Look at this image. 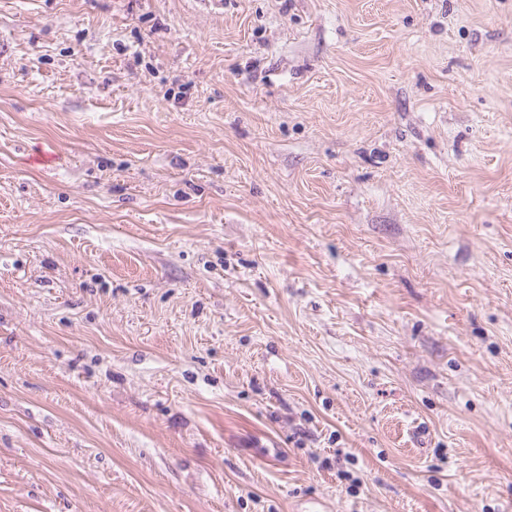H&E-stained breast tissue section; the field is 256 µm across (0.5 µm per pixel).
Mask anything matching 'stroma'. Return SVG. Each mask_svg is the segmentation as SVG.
<instances>
[{
    "instance_id": "stroma-1",
    "label": "stroma",
    "mask_w": 512,
    "mask_h": 512,
    "mask_svg": "<svg viewBox=\"0 0 512 512\" xmlns=\"http://www.w3.org/2000/svg\"><path fill=\"white\" fill-rule=\"evenodd\" d=\"M0 512H512V0H0Z\"/></svg>"
}]
</instances>
